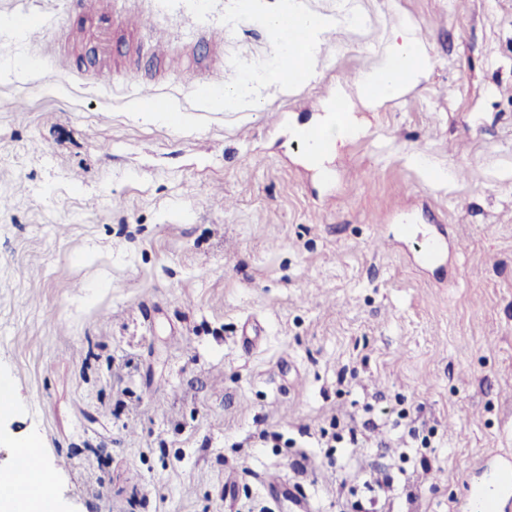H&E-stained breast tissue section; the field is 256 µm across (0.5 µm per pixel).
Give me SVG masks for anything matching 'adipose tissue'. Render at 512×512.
<instances>
[{"instance_id":"obj_1","label":"adipose tissue","mask_w":512,"mask_h":512,"mask_svg":"<svg viewBox=\"0 0 512 512\" xmlns=\"http://www.w3.org/2000/svg\"><path fill=\"white\" fill-rule=\"evenodd\" d=\"M262 22L265 27L277 31V55L281 58L300 48L306 56H313L319 35L333 25L331 18L308 16L292 8L289 0H282L279 9L264 14ZM428 66V56L420 43L410 36L408 27H401L382 66L361 78L363 100L374 106L382 100L403 95L425 77ZM0 481L21 485L26 491L25 498L9 499L11 512H57V499L42 493L40 476L6 467L0 468Z\"/></svg>"}]
</instances>
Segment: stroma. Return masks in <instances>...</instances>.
I'll list each match as a JSON object with an SVG mask.
<instances>
[{"label":"stroma","mask_w":512,"mask_h":512,"mask_svg":"<svg viewBox=\"0 0 512 512\" xmlns=\"http://www.w3.org/2000/svg\"><path fill=\"white\" fill-rule=\"evenodd\" d=\"M139 4L236 106L162 74L148 33L114 28L105 62L69 0H0V467L69 458L59 512H469L512 458V0H296L337 22L292 86L255 76L278 47L251 16L279 0ZM403 23L431 69L366 108ZM339 93L360 131L326 180L297 130ZM405 224L441 225L447 260Z\"/></svg>","instance_id":"stroma-1"}]
</instances>
